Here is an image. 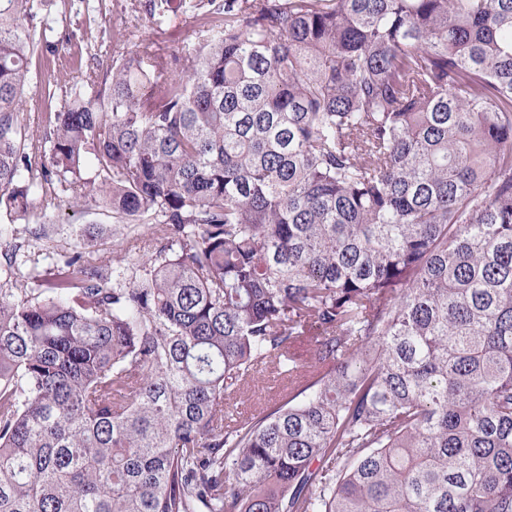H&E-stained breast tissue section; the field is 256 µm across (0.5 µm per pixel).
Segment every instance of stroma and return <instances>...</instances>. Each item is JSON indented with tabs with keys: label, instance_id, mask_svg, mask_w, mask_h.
<instances>
[{
	"label": "stroma",
	"instance_id": "obj_1",
	"mask_svg": "<svg viewBox=\"0 0 512 512\" xmlns=\"http://www.w3.org/2000/svg\"><path fill=\"white\" fill-rule=\"evenodd\" d=\"M211 9L210 0H175L157 23L135 0H42L39 11L53 26L51 38L62 41L63 46L58 54L46 55L41 66L54 71L59 90H68L88 68L106 70L112 52H123L143 42L174 53L182 51L194 43L197 24ZM41 221L36 206L15 222L0 219V226L17 235L33 257L22 268L26 274L52 266L77 243L87 256L108 252L115 263L133 265L140 261V252L122 251L121 245L129 237L149 233L144 224L113 223L108 209L65 205L56 211L48 239L34 241L24 236L25 227Z\"/></svg>",
	"mask_w": 512,
	"mask_h": 512
}]
</instances>
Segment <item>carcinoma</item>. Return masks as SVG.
Listing matches in <instances>:
<instances>
[{"label":"carcinoma","instance_id":"carcinoma-1","mask_svg":"<svg viewBox=\"0 0 512 512\" xmlns=\"http://www.w3.org/2000/svg\"><path fill=\"white\" fill-rule=\"evenodd\" d=\"M222 14L36 137L59 42L0 0V215L103 207L154 246L21 288L0 231V512H512V0Z\"/></svg>","mask_w":512,"mask_h":512}]
</instances>
